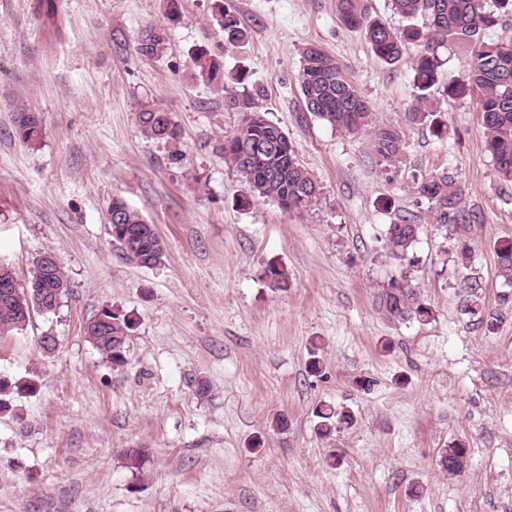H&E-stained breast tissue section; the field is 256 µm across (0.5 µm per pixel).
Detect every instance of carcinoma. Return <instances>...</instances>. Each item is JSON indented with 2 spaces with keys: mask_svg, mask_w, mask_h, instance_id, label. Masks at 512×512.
<instances>
[{
  "mask_svg": "<svg viewBox=\"0 0 512 512\" xmlns=\"http://www.w3.org/2000/svg\"><path fill=\"white\" fill-rule=\"evenodd\" d=\"M493 8H487V4ZM343 23L363 32L371 50L383 63L393 66L404 60L406 47H418L410 61L413 72L415 98L407 121L411 124L426 120L437 123V110L432 107L434 88L442 87L445 97L454 100L479 94L484 129V148L494 163L499 178L512 182V34L504 33L495 40L484 38V31L501 24L502 17L512 15V0H392L393 9L407 25L394 30L382 20L371 17L361 6V0H337ZM213 19L224 33V44H238L247 32L238 13L229 6L217 5ZM168 34L162 26H147L138 35L136 51L146 59L164 55ZM453 43L469 51L467 78L441 83L443 62L439 48ZM197 78L209 84L224 82V65L220 56L201 49L194 56ZM300 90L306 110L331 126L349 133L368 135L371 152L379 162L397 168L405 152L403 132L394 126L379 125L373 119L369 103L344 72L343 67L316 45L302 51ZM225 106L241 113L237 129L224 137L219 149L224 161L243 178L249 194L256 198L275 201L288 212L311 207L320 195V186L300 163L288 135L268 118L247 94H238L228 88ZM139 131L143 137L160 142L170 148L169 161L180 164L185 155L180 149L182 131L172 113L152 101H142L136 113ZM15 135L25 144H35L42 131V121L34 119L30 107L23 99L13 103ZM415 193L431 205L437 222L450 228L458 237L461 247L456 262L461 267L470 262L472 250L467 244L472 233V214L463 206L464 192L455 177L443 170L426 175L414 183ZM108 215L120 217V223L130 235L112 237L113 244L126 260L143 267L147 262L157 265L166 256V244L154 225L120 198H112ZM420 232V225L410 221L390 224L385 231V250L393 258L406 259ZM502 275L512 284V241L503 240L496 248ZM264 277L274 288L288 285L284 268L270 262ZM12 281L24 304L38 311L33 296L34 286L57 288L66 285L62 295H68L71 282L64 266L48 268L43 259L33 263L23 287L14 282V276L0 267V280ZM389 286L397 289L391 294L377 293L375 308L390 323H426L434 317L431 306L424 300L419 287L404 275H395ZM18 298V299H20ZM18 299H5L0 292V338L24 330L31 316L20 311ZM109 332L97 337L93 347L116 364L124 361L129 337L134 329L133 318L120 309L108 315ZM317 431L326 435L336 424L351 425L354 413L342 407L322 405L316 409ZM127 468L140 475L146 474L149 462L144 448H129L125 452ZM468 462V446L454 443L442 451L439 465L450 475L464 471Z\"/></svg>",
  "mask_w": 512,
  "mask_h": 512,
  "instance_id": "cac0c4a2",
  "label": "carcinoma"
}]
</instances>
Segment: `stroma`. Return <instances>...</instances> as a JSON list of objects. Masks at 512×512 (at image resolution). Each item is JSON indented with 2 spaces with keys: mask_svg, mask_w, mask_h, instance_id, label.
<instances>
[{
  "mask_svg": "<svg viewBox=\"0 0 512 512\" xmlns=\"http://www.w3.org/2000/svg\"><path fill=\"white\" fill-rule=\"evenodd\" d=\"M230 3L247 31L238 46L214 24V0H180L174 25L164 0H0V264L22 284L50 249L72 284L56 311L0 338V378L16 386L0 413V512H512V285L495 254L512 239V183L484 150L476 99L442 102V132L408 124L412 71L381 62L336 0ZM149 25L168 29L162 58L136 51ZM309 43L377 123L403 130L398 168L378 164L366 134L307 112ZM201 46L221 48L228 88L247 73L241 86L320 185L311 209L247 198L218 149L240 114L196 78ZM145 98L180 124L183 164L141 135ZM16 99L42 117L36 145L14 135ZM442 170L476 218L463 269L458 240L412 190ZM116 196L166 241L162 264L128 262L113 244ZM405 219L421 231L400 261L382 237ZM272 261L286 288L266 280ZM403 272L431 322L377 314L376 293ZM471 280L495 327L465 313ZM105 306L136 322L120 366L83 334ZM45 335L57 339L49 354ZM323 403L353 411L354 425L320 436ZM459 441L469 463L451 476L438 460ZM129 448L147 449V478L126 467Z\"/></svg>",
  "mask_w": 512,
  "mask_h": 512,
  "instance_id": "1",
  "label": "stroma"
}]
</instances>
